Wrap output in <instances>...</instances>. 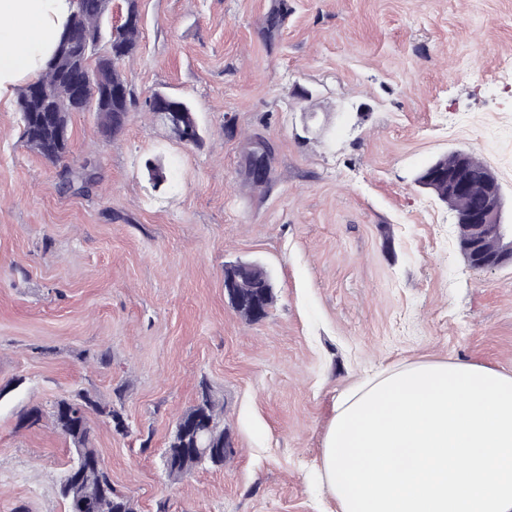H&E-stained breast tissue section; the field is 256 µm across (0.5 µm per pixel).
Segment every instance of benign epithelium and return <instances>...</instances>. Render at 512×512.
Masks as SVG:
<instances>
[{"instance_id":"7a95c632","label":"benign epithelium","mask_w":512,"mask_h":512,"mask_svg":"<svg viewBox=\"0 0 512 512\" xmlns=\"http://www.w3.org/2000/svg\"><path fill=\"white\" fill-rule=\"evenodd\" d=\"M156 121L178 141L189 140L178 112L159 111ZM448 184V195L465 196L473 181L468 153L456 150L444 155L443 163L434 164L419 177V183L433 188L436 181ZM484 191L473 198L469 206L456 213L457 223L467 225L469 235L460 241L467 262L475 269L493 270L512 265V224L503 220L504 200L496 175L485 171L481 176Z\"/></svg>"}]
</instances>
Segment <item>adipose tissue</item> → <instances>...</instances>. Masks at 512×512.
Segmentation results:
<instances>
[{
    "mask_svg": "<svg viewBox=\"0 0 512 512\" xmlns=\"http://www.w3.org/2000/svg\"><path fill=\"white\" fill-rule=\"evenodd\" d=\"M71 8L70 0H0V99L39 76Z\"/></svg>",
    "mask_w": 512,
    "mask_h": 512,
    "instance_id": "adipose-tissue-1",
    "label": "adipose tissue"
}]
</instances>
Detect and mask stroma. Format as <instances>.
<instances>
[{
  "instance_id": "1",
  "label": "stroma",
  "mask_w": 512,
  "mask_h": 512,
  "mask_svg": "<svg viewBox=\"0 0 512 512\" xmlns=\"http://www.w3.org/2000/svg\"><path fill=\"white\" fill-rule=\"evenodd\" d=\"M288 3L269 45L272 0H141L127 124L104 140L72 113L63 163L0 102V512H68L49 410L81 390L121 405L127 433L92 412L90 440L135 512H336L321 450L349 388L419 361L512 374V266L470 267L455 212L416 181L473 153L512 222V0ZM156 90L192 105L200 145L146 112ZM258 131L265 194L239 176ZM89 155L98 185L62 191ZM236 260L275 283L262 321L224 298ZM204 383L234 455L175 482L165 447ZM288 20V0H275L273 6L265 15L261 35L269 45L273 44Z\"/></svg>"
}]
</instances>
